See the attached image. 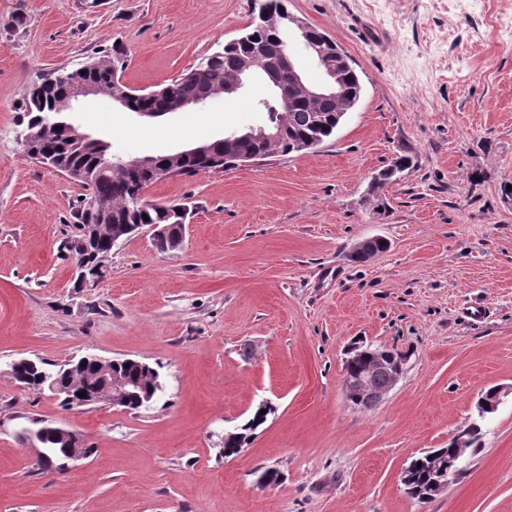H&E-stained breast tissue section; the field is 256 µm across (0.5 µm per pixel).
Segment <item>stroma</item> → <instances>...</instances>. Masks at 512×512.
I'll use <instances>...</instances> for the list:
<instances>
[{
  "label": "stroma",
  "instance_id": "1",
  "mask_svg": "<svg viewBox=\"0 0 512 512\" xmlns=\"http://www.w3.org/2000/svg\"><path fill=\"white\" fill-rule=\"evenodd\" d=\"M262 0H0V512H512V400L447 490L421 502L409 462L443 448L493 386L512 385V0H288L353 60L363 92L315 150L160 180L188 209L180 249L149 233L76 291L60 252L88 192L23 154L22 104L46 74L113 46L152 91L238 37ZM24 24H16V17ZM83 130L126 157L168 154L267 122L252 94L144 119L86 99ZM400 155L409 170L370 191ZM380 237L384 252L353 248ZM481 304L485 317L465 318ZM407 354L377 406L341 387L352 348ZM96 354L157 368L151 409L70 410L20 388V358ZM274 406L243 452L225 428ZM44 419L92 454L37 469L19 435ZM277 470L261 487L259 471Z\"/></svg>",
  "mask_w": 512,
  "mask_h": 512
}]
</instances>
